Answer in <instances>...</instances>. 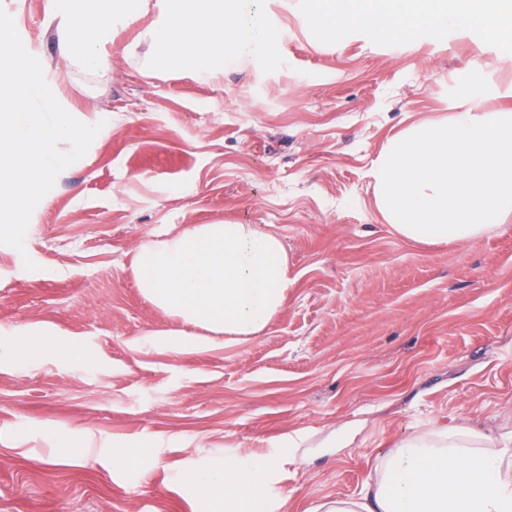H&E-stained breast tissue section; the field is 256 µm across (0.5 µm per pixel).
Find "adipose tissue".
Masks as SVG:
<instances>
[{"label":"adipose tissue","mask_w":512,"mask_h":512,"mask_svg":"<svg viewBox=\"0 0 512 512\" xmlns=\"http://www.w3.org/2000/svg\"><path fill=\"white\" fill-rule=\"evenodd\" d=\"M315 36L330 41L337 24L380 39L404 37L424 23L444 28L477 18L491 37L512 38V0H309ZM62 56L110 79L106 47L117 29L148 18L138 40L146 71L209 80L226 63L274 38L260 0H55ZM280 236L254 224H188L136 248L131 273L140 292L183 328L171 348L192 346L194 330L254 336L281 311L290 285ZM276 461L188 470L183 479L207 512H288L273 477ZM318 512H512V434L467 422L423 428L379 455L357 496L324 500Z\"/></svg>","instance_id":"1"}]
</instances>
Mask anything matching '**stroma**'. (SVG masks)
I'll return each instance as SVG.
<instances>
[{
	"mask_svg": "<svg viewBox=\"0 0 512 512\" xmlns=\"http://www.w3.org/2000/svg\"><path fill=\"white\" fill-rule=\"evenodd\" d=\"M73 117L103 128L0 244V512H202L184 470L274 458L290 512L357 495L377 457L419 427L512 431V218L479 238H401L376 204L388 139L447 118L476 71L488 112L512 109V41L460 22L318 41L307 0H263L275 40L221 81L141 73L119 31L104 81L68 67L52 0H0ZM279 234L291 284L258 335L170 349L180 323L141 295V243L184 224ZM35 262V269L24 266ZM33 327L52 348L16 361ZM80 354L60 359L55 347ZM81 449L60 462L61 439ZM152 458L122 471L112 448ZM153 446L150 443H141L134 448H119L112 451L109 450L108 456L112 463V468L123 470L131 465L134 461H138L142 457L151 452Z\"/></svg>",
	"mask_w": 512,
	"mask_h": 512,
	"instance_id": "1",
	"label": "stroma"
}]
</instances>
